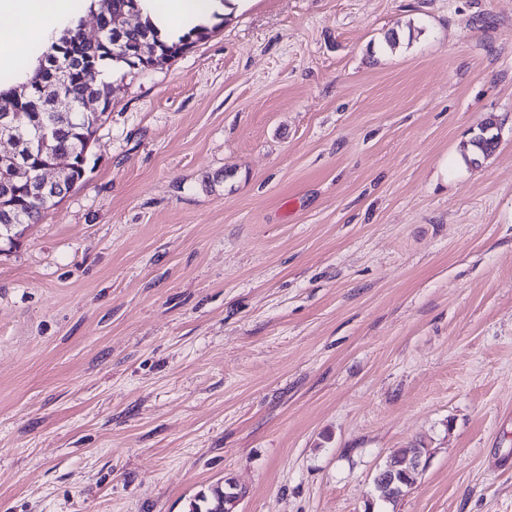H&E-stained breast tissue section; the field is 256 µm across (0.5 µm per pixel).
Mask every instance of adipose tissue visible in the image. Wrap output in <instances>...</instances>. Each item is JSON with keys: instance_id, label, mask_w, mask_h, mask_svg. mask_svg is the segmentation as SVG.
<instances>
[{"instance_id": "obj_1", "label": "adipose tissue", "mask_w": 512, "mask_h": 512, "mask_svg": "<svg viewBox=\"0 0 512 512\" xmlns=\"http://www.w3.org/2000/svg\"><path fill=\"white\" fill-rule=\"evenodd\" d=\"M246 0H144L160 37L177 41L195 28L213 24L217 17L243 8ZM77 0H0V70L15 69L18 55L33 45L46 44L53 30L77 13Z\"/></svg>"}]
</instances>
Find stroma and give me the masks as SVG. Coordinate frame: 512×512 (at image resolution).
I'll return each mask as SVG.
<instances>
[{
	"label": "stroma",
	"mask_w": 512,
	"mask_h": 512,
	"mask_svg": "<svg viewBox=\"0 0 512 512\" xmlns=\"http://www.w3.org/2000/svg\"><path fill=\"white\" fill-rule=\"evenodd\" d=\"M112 87L0 242V512H512V0H253ZM422 457L423 455L421 457L415 455L411 460L409 459V457H406L403 459L402 462H390L386 467L387 462L389 461L388 459L385 465L378 471L374 479V483L388 484L390 486L393 485L396 482V480L399 477H401L402 474L407 473V469H402V467H404L405 465L408 466V469L420 471L422 466ZM232 500H225L224 508V487L211 488L209 494L199 492L190 503L189 512H231L229 503Z\"/></svg>",
	"instance_id": "1"
}]
</instances>
